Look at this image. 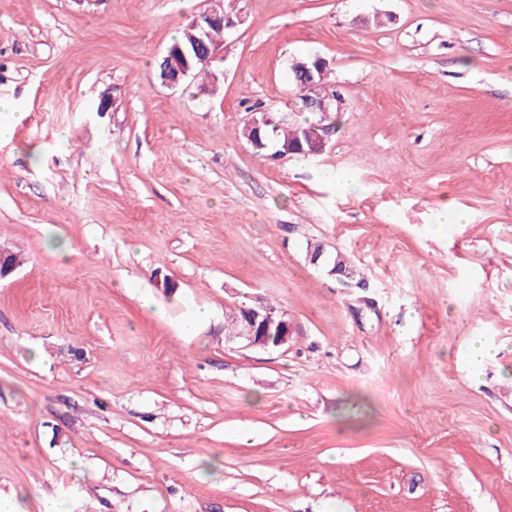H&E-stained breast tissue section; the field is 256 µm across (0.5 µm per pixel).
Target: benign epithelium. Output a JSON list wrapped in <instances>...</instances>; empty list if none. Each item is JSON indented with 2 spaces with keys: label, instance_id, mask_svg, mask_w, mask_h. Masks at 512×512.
<instances>
[{
  "label": "benign epithelium",
  "instance_id": "7a95c632",
  "mask_svg": "<svg viewBox=\"0 0 512 512\" xmlns=\"http://www.w3.org/2000/svg\"><path fill=\"white\" fill-rule=\"evenodd\" d=\"M217 25L230 29L234 26V21L224 10L223 0H208V7L191 22L196 34L193 35L190 46L184 48L174 44L163 55L159 79L164 85L175 88L194 69L211 65L222 49L220 43H207L209 29ZM328 68V61L319 55L296 63L294 70L302 75L300 91L286 116L290 117L299 112H315L324 120L328 118L331 103L339 101L337 95L320 89L318 77ZM321 129L324 134L308 139L306 145L291 146L286 143L275 149L270 157L276 160H288L296 155L307 159L317 158L325 151L330 133L328 126L323 125ZM292 335V326L284 313L268 306L245 307L235 340L246 348L270 349L288 345Z\"/></svg>",
  "mask_w": 512,
  "mask_h": 512
}]
</instances>
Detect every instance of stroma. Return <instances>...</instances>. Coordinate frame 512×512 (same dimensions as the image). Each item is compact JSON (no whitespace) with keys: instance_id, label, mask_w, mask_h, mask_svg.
Segmentation results:
<instances>
[{"instance_id":"stroma-1","label":"stroma","mask_w":512,"mask_h":512,"mask_svg":"<svg viewBox=\"0 0 512 512\" xmlns=\"http://www.w3.org/2000/svg\"><path fill=\"white\" fill-rule=\"evenodd\" d=\"M203 6L0 0V512H512V0H224L219 90L163 86ZM314 55L325 153H254ZM239 317V309L224 317V336H235ZM292 335V326L285 314L273 306L244 307L237 335L231 340H237L246 348L270 349L288 345Z\"/></svg>"}]
</instances>
